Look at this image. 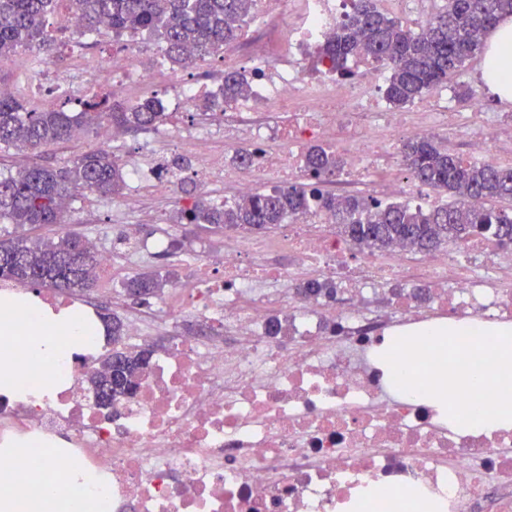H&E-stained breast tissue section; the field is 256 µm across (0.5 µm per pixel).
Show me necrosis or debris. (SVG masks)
<instances>
[{"mask_svg": "<svg viewBox=\"0 0 512 512\" xmlns=\"http://www.w3.org/2000/svg\"><path fill=\"white\" fill-rule=\"evenodd\" d=\"M262 26L244 57L249 96L222 104L235 123L224 144L248 140L253 162L232 163L204 146V130L158 137L198 144L195 180H221L230 199L265 180L288 185L302 177L304 146H340L345 162L338 191L369 177L375 165H399V140L423 138L455 123L433 101V121L408 123L378 98L386 63L357 59L358 78L341 81L305 60L351 13L354 0H258ZM128 42L98 77L123 88L162 72L138 62ZM282 115L263 122L265 113ZM128 193L114 214L167 194L173 178L157 160L127 172ZM326 214L291 221L279 237L228 235L213 267L196 253L175 254L186 278L173 282L150 319L130 318L125 346L138 350L157 323L192 316L208 335H173L133 394L111 410L76 400L109 342L85 346L67 364L63 396L43 405L0 406V446L53 447L46 476L63 499L85 495L69 483L73 465L99 478L104 512H344L361 489L381 485L391 496L377 512L413 503L415 493L441 497L447 512H512V429L457 432L415 396L387 384L371 362L387 335L413 326L512 322V250L472 238L428 258L423 288L391 287L409 261L395 248L376 257L331 231ZM293 262L274 265L272 249ZM335 283L333 297L305 293L301 271ZM388 303L374 307L371 295Z\"/></svg>", "mask_w": 512, "mask_h": 512, "instance_id": "4bbe7bcc", "label": "necrosis or debris"}]
</instances>
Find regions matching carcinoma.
Segmentation results:
<instances>
[{"mask_svg":"<svg viewBox=\"0 0 512 512\" xmlns=\"http://www.w3.org/2000/svg\"><path fill=\"white\" fill-rule=\"evenodd\" d=\"M63 2L80 15V32L105 28L117 39L145 32L182 68L237 43L256 6V0H0V57L21 47L49 50L56 42L48 34L50 17ZM377 2L356 0L352 13L318 48L316 64L327 60L340 77L349 78L352 72L346 62L351 57L386 62L390 77L384 95L397 108L448 82L466 60L484 53L485 37L496 24L512 17V0H446L414 33L380 10ZM246 90L244 74L224 73V101H233ZM164 119L159 101L152 98L117 102L95 94L83 102L81 112H37L13 97H0V151H35L66 141L75 128L97 120L117 129L141 131ZM402 153L412 177L439 196L449 195L450 201L423 207L327 194L321 185L336 175L341 161L332 151L312 146L304 156L306 181L255 192L232 205L199 199L180 211L179 220L196 227L251 233L323 212L334 217L339 235L379 252L401 246L413 253H430L483 236L512 243V167L465 161L428 138L404 143ZM124 184L122 166L102 146L66 167L31 164L14 174H0V222L18 227L63 224L64 203L73 189L116 197ZM98 264L96 245L77 235L57 241L16 235L0 241V279L6 281L83 292L93 287ZM168 281L169 276L158 271H143L123 288L127 292L134 288L147 299L160 293ZM151 357L149 350L111 352L89 382L94 389L108 387L116 400L137 386Z\"/></svg>","mask_w":512,"mask_h":512,"instance_id":"obj_1","label":"carcinoma"}]
</instances>
